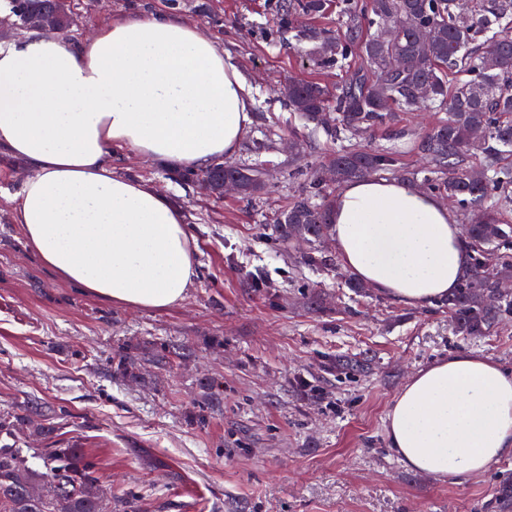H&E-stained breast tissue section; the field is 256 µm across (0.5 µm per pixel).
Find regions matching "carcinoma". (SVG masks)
Returning <instances> with one entry per match:
<instances>
[{
  "label": "carcinoma",
  "instance_id": "1",
  "mask_svg": "<svg viewBox=\"0 0 512 512\" xmlns=\"http://www.w3.org/2000/svg\"><path fill=\"white\" fill-rule=\"evenodd\" d=\"M19 20L36 14L57 16L56 28L73 23L62 0H0ZM323 0L285 3L282 11L316 15ZM345 14L364 17L368 27L347 26L321 50L335 64L351 55L364 67L336 91L299 81L288 87V106L308 121L322 123L339 147L324 169L340 185L377 173L420 181L427 192L455 202L467 224L470 266L455 293L438 301L448 310L454 336L462 341L487 336L512 322V295L490 303L501 282L512 279V0H345ZM467 73L453 90L448 76ZM335 103L336 113L323 120ZM421 107L444 112L426 135L422 151L427 167L407 172L396 148L362 150L352 144L367 128L390 127L393 108ZM185 183L224 196V181L238 184L242 199L265 187L263 169L222 161L200 171L179 174ZM326 180L317 169L306 172L298 195L274 219L275 240L286 246L304 241L309 251L296 263L311 269L328 266L324 245L331 239V202ZM44 470L30 467L19 452L0 448V512H112V497L101 488L96 463L81 448L42 449ZM492 507L512 512V479L495 490Z\"/></svg>",
  "mask_w": 512,
  "mask_h": 512
}]
</instances>
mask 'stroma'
<instances>
[{
	"instance_id": "35a3bbf8",
	"label": "stroma",
	"mask_w": 512,
	"mask_h": 512,
	"mask_svg": "<svg viewBox=\"0 0 512 512\" xmlns=\"http://www.w3.org/2000/svg\"><path fill=\"white\" fill-rule=\"evenodd\" d=\"M177 17L216 38L253 98V122L233 157L272 177L252 200L214 198L172 168L121 151L119 174L166 194L194 229L197 276L163 311L110 304L58 277L26 244L15 198L30 171L0 151V416L39 411L44 432L0 430L34 469L37 451L83 449L118 512H493L512 459L458 483L410 470L388 446L387 413L411 375L451 354L512 370V325L466 343L437 307L354 295L340 262L296 266L274 240L273 218L300 189L298 170L331 150L322 130L289 108L291 82L341 88L361 60L336 68L308 31L345 30L343 0L284 23L283 0H179ZM168 0H70L80 41L130 10ZM440 113L397 112L362 148H397L404 167ZM267 279L262 290L251 277ZM130 377L112 371L122 352Z\"/></svg>"
}]
</instances>
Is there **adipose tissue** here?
<instances>
[{
	"label": "adipose tissue",
	"mask_w": 512,
	"mask_h": 512,
	"mask_svg": "<svg viewBox=\"0 0 512 512\" xmlns=\"http://www.w3.org/2000/svg\"><path fill=\"white\" fill-rule=\"evenodd\" d=\"M251 123L232 57L166 14L132 12L77 43L48 32L0 44V147L31 170L17 222L47 266L108 302L163 309L196 278L182 211L115 173L113 150L201 169L234 155ZM332 221L342 267L396 303L434 304L468 269L454 213L406 182L347 183ZM387 421L407 468L466 481L512 457V371L449 355L409 379Z\"/></svg>",
	"instance_id": "1"
}]
</instances>
